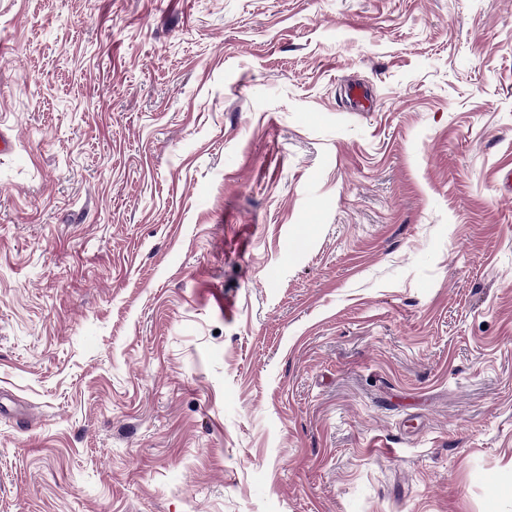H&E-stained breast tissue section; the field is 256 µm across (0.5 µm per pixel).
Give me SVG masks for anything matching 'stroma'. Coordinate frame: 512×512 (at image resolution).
Wrapping results in <instances>:
<instances>
[{
    "mask_svg": "<svg viewBox=\"0 0 512 512\" xmlns=\"http://www.w3.org/2000/svg\"><path fill=\"white\" fill-rule=\"evenodd\" d=\"M1 126L0 512H512V0H0Z\"/></svg>",
    "mask_w": 512,
    "mask_h": 512,
    "instance_id": "35a3bbf8",
    "label": "stroma"
}]
</instances>
